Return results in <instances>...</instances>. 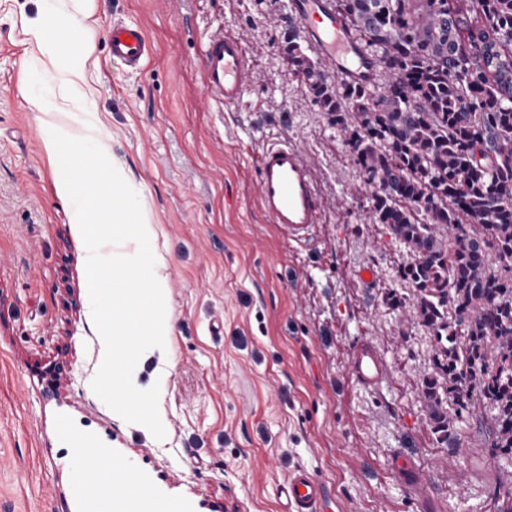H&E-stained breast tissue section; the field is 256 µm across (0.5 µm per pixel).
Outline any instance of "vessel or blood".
<instances>
[{"label":"vessel or blood","instance_id":"1","mask_svg":"<svg viewBox=\"0 0 512 512\" xmlns=\"http://www.w3.org/2000/svg\"><path fill=\"white\" fill-rule=\"evenodd\" d=\"M294 13L304 25L312 48L337 76L353 80L364 74L361 49L337 18L331 0H294ZM107 40L113 60L132 70L141 69L151 54L145 31L136 25L113 22ZM203 63L207 94L222 99L225 106L240 105L250 66L244 39L230 33L211 35L203 48ZM257 197L270 221L293 241H306L321 221L311 162L293 144L278 142L264 149L258 165ZM349 374L362 385H375L384 379L386 366L373 349L363 347L353 356ZM393 469L411 493H422L425 476L418 466L401 457ZM280 497L283 512H317L327 493L319 478L298 469L282 484Z\"/></svg>","mask_w":512,"mask_h":512}]
</instances>
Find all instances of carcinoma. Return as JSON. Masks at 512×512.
Segmentation results:
<instances>
[{"label":"carcinoma","mask_w":512,"mask_h":512,"mask_svg":"<svg viewBox=\"0 0 512 512\" xmlns=\"http://www.w3.org/2000/svg\"><path fill=\"white\" fill-rule=\"evenodd\" d=\"M334 3L386 84L301 81L363 171L369 219L414 256L392 301L436 342L431 434L459 446L466 414L512 460V0Z\"/></svg>","instance_id":"cac0c4a2"}]
</instances>
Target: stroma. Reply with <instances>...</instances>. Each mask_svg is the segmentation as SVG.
Here are the masks:
<instances>
[{
  "instance_id": "1",
  "label": "stroma",
  "mask_w": 512,
  "mask_h": 512,
  "mask_svg": "<svg viewBox=\"0 0 512 512\" xmlns=\"http://www.w3.org/2000/svg\"><path fill=\"white\" fill-rule=\"evenodd\" d=\"M63 2L67 15L88 14L82 103L158 226L172 334L133 382L159 385L166 436L116 421L92 389L83 251L26 101L38 54L28 28L45 0H0V512H91L89 461L103 447L115 495L144 486L170 512H280L279 488L299 468L349 512H497L512 462L487 455L469 417L456 448L427 428L420 384L435 341L388 299L411 293L413 257L367 221L361 169L288 68L280 44L293 0ZM116 20L153 44L140 70L109 53ZM225 31L250 53L244 100L229 109L203 83L204 43ZM277 140L309 158L323 203L300 244L257 201L259 156ZM366 266L369 284L358 279ZM364 344L387 365L375 386L349 377ZM397 454L424 471L423 496L392 472Z\"/></svg>"
}]
</instances>
